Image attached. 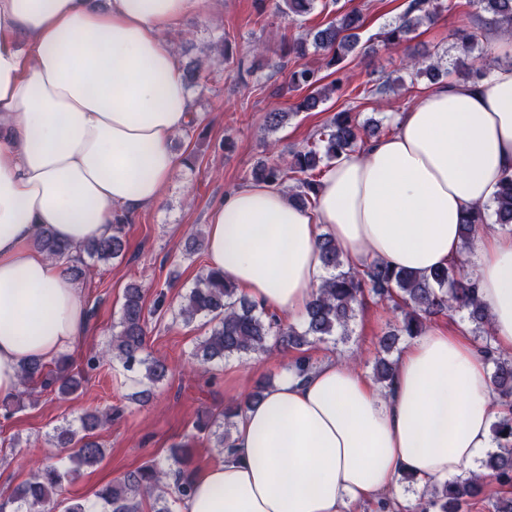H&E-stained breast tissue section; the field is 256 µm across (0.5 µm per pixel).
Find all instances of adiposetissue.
Segmentation results:
<instances>
[{"mask_svg": "<svg viewBox=\"0 0 512 512\" xmlns=\"http://www.w3.org/2000/svg\"><path fill=\"white\" fill-rule=\"evenodd\" d=\"M200 0H0V399L22 364L51 361L87 334L82 291L37 242L74 249L116 215L157 204L180 161L172 136L195 117L163 33ZM475 83L443 81L397 115L393 132L322 175L316 202L254 183L208 217L207 267L279 317L305 313L331 233L352 266L379 260L426 274L462 262L459 224L512 173V37ZM478 295L495 346L512 352V234L480 225ZM503 410L464 325L431 326L388 387L348 359L285 369L235 419L232 448L189 474L178 512H350L414 478L409 497L493 448Z\"/></svg>", "mask_w": 512, "mask_h": 512, "instance_id": "1", "label": "adipose tissue"}]
</instances>
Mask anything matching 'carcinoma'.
I'll list each match as a JSON object with an SVG mask.
<instances>
[{
  "label": "carcinoma",
  "instance_id": "1",
  "mask_svg": "<svg viewBox=\"0 0 512 512\" xmlns=\"http://www.w3.org/2000/svg\"><path fill=\"white\" fill-rule=\"evenodd\" d=\"M316 0H283L284 7L277 12L288 17L308 14ZM502 28L512 31V0H475ZM453 0H409L399 22L380 34L389 44L403 42L425 21H433L444 11H451ZM363 26L362 12L354 8L336 16L325 27L307 34L296 42L292 51L304 56L309 49L322 53L325 66L333 67L354 52L360 44L358 30ZM459 57L454 69L465 81L477 82L487 76L483 61L484 51L479 49V38L474 33L459 37ZM410 65L418 67L431 80L437 81L443 72L436 62L425 58H410ZM292 89H307L301 108L311 110L327 98L329 87L321 84L319 71L303 68L290 74ZM361 125L349 112H339L322 129L313 134L312 140L291 153L284 164L258 166L252 180L274 187H282L293 180L295 192L292 201L310 205L317 196L322 170L330 167L342 156L353 150L361 139ZM512 232V174L506 175L492 202L466 215L460 224L463 249L470 248L479 226L488 220ZM126 218L117 217L112 233L95 242L76 255L69 246L47 235L38 246L50 258L64 260L69 270L79 275L91 271L87 260L108 261L123 256L126 237L123 235ZM319 248L328 276L310 304L300 326L283 323L275 315L258 308L257 304L238 294V289L220 272L208 271L185 296L178 309V316L190 323L198 316H208L213 327L208 336L194 346V364L206 366L237 357L247 358L269 352L272 347L295 351V364L306 369L311 365L309 349L337 339L346 340L351 321L365 296L372 294L392 304L400 312L399 325L378 339L379 357L374 365V378L387 386L394 374V362L388 355L399 349L402 338L421 335L428 322L439 315L460 313L472 325L475 339L481 341L480 352L492 364L491 383L503 399L505 413L492 425L498 449L486 455L482 467L490 477L503 484H512V357L496 351L491 345V328L485 307L475 296V289L468 286L455 265L437 268L428 274L418 275L405 270H394L373 260L357 268L346 265L342 252L332 236L320 237ZM147 319L142 289L129 285L124 292L119 331L112 336L109 349L95 352L87 359L86 366L94 370L112 358L117 360L134 382L151 385L163 382L170 373L165 359L146 352ZM71 358L65 355L51 365L31 361L21 367L20 382L26 387L38 383L45 390L60 395L77 392L84 382L81 374L71 373ZM265 385L258 384L244 401L224 407L219 416L199 420L195 429L206 433L211 427L234 424L249 405L262 397ZM112 420L109 411H87L80 417V431L68 426L56 429L54 438L59 448L69 454L76 467H92L104 458V449L96 440V430ZM213 431V430H211ZM217 447L232 446L230 434L213 431ZM67 474L54 464H44L33 476L18 486L11 499L0 502V512H39L56 495ZM189 491L185 471L171 470L157 464L146 465L126 473L96 492L105 512H140V497L153 498V512H174V506ZM484 486L478 477L455 478L433 486L429 503L418 505L421 512H462L468 502L483 494Z\"/></svg>",
  "mask_w": 512,
  "mask_h": 512
}]
</instances>
